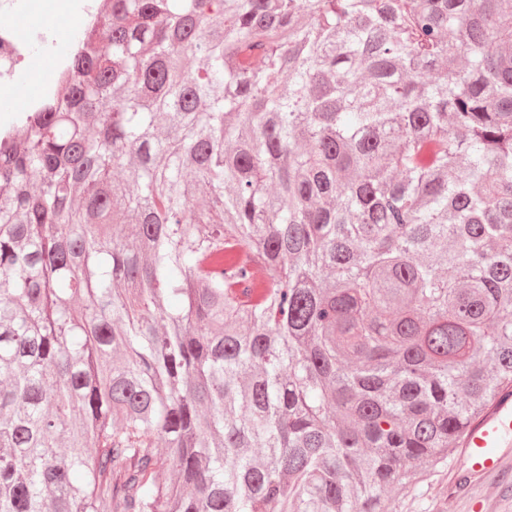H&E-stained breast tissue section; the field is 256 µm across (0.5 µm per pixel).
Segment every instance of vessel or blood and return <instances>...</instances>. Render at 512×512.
Instances as JSON below:
<instances>
[{
	"mask_svg": "<svg viewBox=\"0 0 512 512\" xmlns=\"http://www.w3.org/2000/svg\"><path fill=\"white\" fill-rule=\"evenodd\" d=\"M512 446V412L505 414L501 409H492L480 422L474 424L464 440V452L468 466L456 478L457 486H465L468 478L477 472L496 466V458L489 456L492 448Z\"/></svg>",
	"mask_w": 512,
	"mask_h": 512,
	"instance_id": "b4317fda",
	"label": "vessel or blood"
}]
</instances>
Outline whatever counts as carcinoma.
Listing matches in <instances>:
<instances>
[{"instance_id":"carcinoma-1","label":"carcinoma","mask_w":512,"mask_h":512,"mask_svg":"<svg viewBox=\"0 0 512 512\" xmlns=\"http://www.w3.org/2000/svg\"><path fill=\"white\" fill-rule=\"evenodd\" d=\"M510 18L105 0L0 132V512H386L448 463L512 397Z\"/></svg>"}]
</instances>
